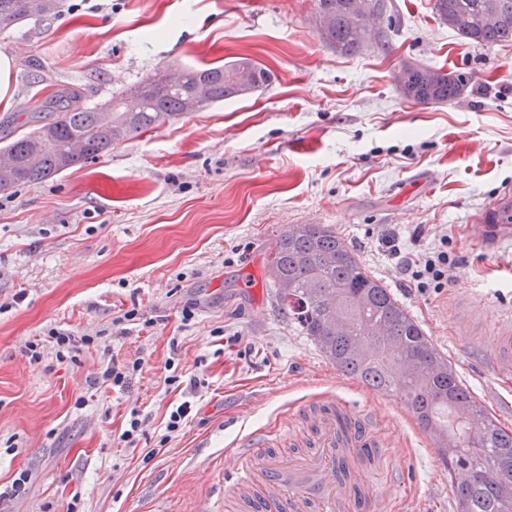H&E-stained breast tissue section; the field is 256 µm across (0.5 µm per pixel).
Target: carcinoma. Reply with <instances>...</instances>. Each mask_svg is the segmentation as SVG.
<instances>
[{
	"mask_svg": "<svg viewBox=\"0 0 512 512\" xmlns=\"http://www.w3.org/2000/svg\"><path fill=\"white\" fill-rule=\"evenodd\" d=\"M332 12L321 40L341 55L364 48L367 18L389 0H314ZM60 0H0V32L28 19L55 13ZM444 24L467 16L454 32L475 47L512 43V0H434ZM493 11L498 21L483 23ZM249 68L258 87L271 74L248 57L212 67H190L174 82L158 70L105 104L86 108L76 92L62 91L52 116L6 142L0 155V191L37 183L187 113L186 102L201 86L207 105L241 97L238 73ZM412 101L444 104L466 86L461 74L435 76L416 64L409 71ZM493 224H512V201L489 212ZM279 312L311 337L345 375L400 400L427 434L448 469L456 512H512V433L472 396L448 359L398 302L370 276L358 256L329 224H290L273 240L266 270Z\"/></svg>",
	"mask_w": 512,
	"mask_h": 512,
	"instance_id": "1",
	"label": "carcinoma"
}]
</instances>
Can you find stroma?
<instances>
[{"label":"stroma","instance_id":"1","mask_svg":"<svg viewBox=\"0 0 512 512\" xmlns=\"http://www.w3.org/2000/svg\"><path fill=\"white\" fill-rule=\"evenodd\" d=\"M97 2L63 0L55 16L0 32L15 63L0 134L30 131L57 92L93 108L159 69L249 57L273 80L0 191V486L30 477L9 512H195L223 485L224 451L241 435L332 394L373 413L395 452L400 477L383 497L399 512H453L431 440L278 313L263 263L286 225L335 227L512 432V381L482 369L480 340L448 323L465 293L490 324L512 304V248L486 251L472 234L512 191V44L474 47L434 0H391V51L353 56L320 40L313 0ZM406 59L465 74L461 98H403L394 76ZM443 237L453 281L438 293L407 287L401 254ZM52 328L74 335L75 354L56 357ZM136 358L123 388L93 386L109 361ZM170 365L206 381L171 435L181 396L165 382ZM134 408L148 419L128 446L119 434Z\"/></svg>","mask_w":512,"mask_h":512}]
</instances>
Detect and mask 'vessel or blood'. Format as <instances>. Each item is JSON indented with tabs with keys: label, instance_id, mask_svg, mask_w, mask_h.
Listing matches in <instances>:
<instances>
[{
	"label": "vessel or blood",
	"instance_id": "b4317fda",
	"mask_svg": "<svg viewBox=\"0 0 512 512\" xmlns=\"http://www.w3.org/2000/svg\"><path fill=\"white\" fill-rule=\"evenodd\" d=\"M477 238L499 247L512 240L511 224L480 220ZM480 304L464 302L449 319L477 334ZM481 357L494 375L512 379V309L500 314L494 335L485 337ZM312 429L298 439L291 422L243 436L224 458V492L196 512H386L379 493L395 471L387 439L371 419L341 400L307 406Z\"/></svg>",
	"mask_w": 512,
	"mask_h": 512
}]
</instances>
